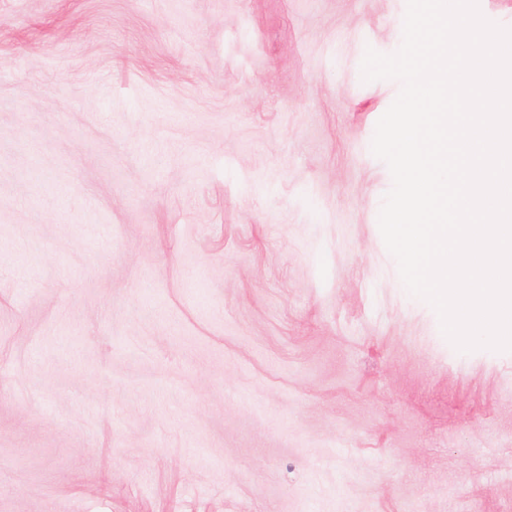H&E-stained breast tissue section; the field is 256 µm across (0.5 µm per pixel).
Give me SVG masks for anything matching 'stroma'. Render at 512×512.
Listing matches in <instances>:
<instances>
[{
  "label": "stroma",
  "instance_id": "1",
  "mask_svg": "<svg viewBox=\"0 0 512 512\" xmlns=\"http://www.w3.org/2000/svg\"><path fill=\"white\" fill-rule=\"evenodd\" d=\"M405 8L0 0V512H512L378 228Z\"/></svg>",
  "mask_w": 512,
  "mask_h": 512
}]
</instances>
